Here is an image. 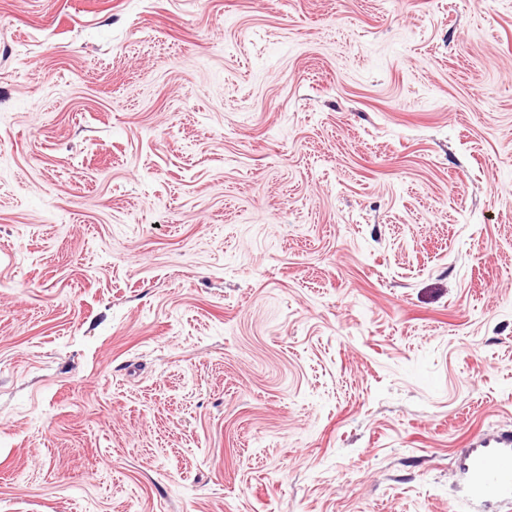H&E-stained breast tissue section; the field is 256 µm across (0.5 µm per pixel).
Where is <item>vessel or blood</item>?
Returning a JSON list of instances; mask_svg holds the SVG:
<instances>
[{
    "mask_svg": "<svg viewBox=\"0 0 512 512\" xmlns=\"http://www.w3.org/2000/svg\"><path fill=\"white\" fill-rule=\"evenodd\" d=\"M465 470L472 495L512 506V437L483 439L468 454Z\"/></svg>",
    "mask_w": 512,
    "mask_h": 512,
    "instance_id": "vessel-or-blood-1",
    "label": "vessel or blood"
}]
</instances>
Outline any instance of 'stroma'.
I'll return each mask as SVG.
<instances>
[{
    "instance_id": "1",
    "label": "stroma",
    "mask_w": 512,
    "mask_h": 512,
    "mask_svg": "<svg viewBox=\"0 0 512 512\" xmlns=\"http://www.w3.org/2000/svg\"><path fill=\"white\" fill-rule=\"evenodd\" d=\"M512 432V0H0V512H471ZM465 470L476 499L497 500L512 506V437L483 439L471 448Z\"/></svg>"
}]
</instances>
